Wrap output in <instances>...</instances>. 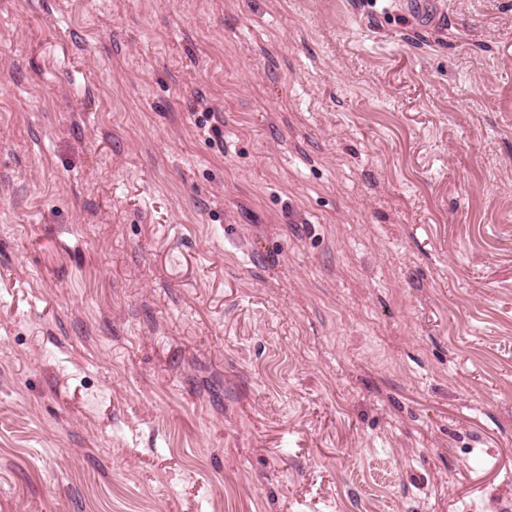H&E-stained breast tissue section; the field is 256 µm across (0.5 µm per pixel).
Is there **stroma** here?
Masks as SVG:
<instances>
[{
  "label": "stroma",
  "mask_w": 512,
  "mask_h": 512,
  "mask_svg": "<svg viewBox=\"0 0 512 512\" xmlns=\"http://www.w3.org/2000/svg\"><path fill=\"white\" fill-rule=\"evenodd\" d=\"M0 512H512V0H0Z\"/></svg>",
  "instance_id": "35a3bbf8"
}]
</instances>
